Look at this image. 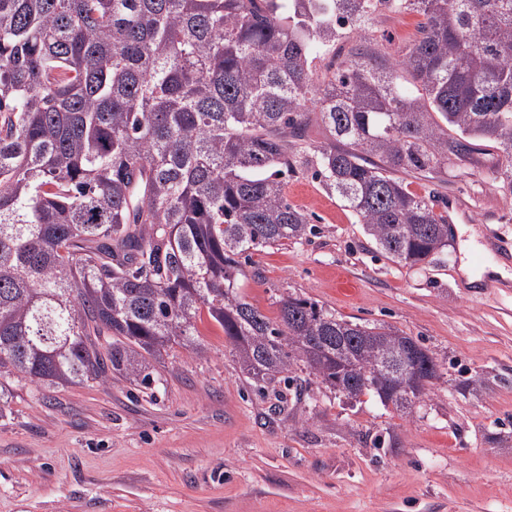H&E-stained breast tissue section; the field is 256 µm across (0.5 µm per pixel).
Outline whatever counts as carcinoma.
Returning <instances> with one entry per match:
<instances>
[{"label":"carcinoma","mask_w":512,"mask_h":512,"mask_svg":"<svg viewBox=\"0 0 512 512\" xmlns=\"http://www.w3.org/2000/svg\"><path fill=\"white\" fill-rule=\"evenodd\" d=\"M407 12L401 57L361 40L319 72ZM480 143L511 197L512 0H0V380L147 389L205 313L260 394L301 362L405 415L426 386L395 399L374 371L413 337L301 297L273 321L239 278L312 232L286 193L299 168L387 259L435 262L448 212L406 180L476 166ZM417 36V16L411 13L384 14L377 17L365 31L351 35L349 41L337 45L343 47L336 63L345 58L348 48L360 37L377 41L382 49L397 57L398 52L409 45Z\"/></svg>","instance_id":"obj_1"}]
</instances>
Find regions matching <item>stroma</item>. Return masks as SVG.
<instances>
[{"mask_svg": "<svg viewBox=\"0 0 512 512\" xmlns=\"http://www.w3.org/2000/svg\"><path fill=\"white\" fill-rule=\"evenodd\" d=\"M363 36L395 55L416 38L417 18L384 14ZM411 188L447 200L476 248L492 234L512 240V199L491 156ZM287 194L317 232L254 254L247 301L275 320L280 299L299 295L418 340L439 378L411 414L371 395L347 400L299 365L302 390L259 396L205 319L198 349L174 348L148 389L9 382L0 512H512V273L468 285L458 235L436 263L401 266L310 172L289 175ZM471 378L478 393L459 388Z\"/></svg>", "mask_w": 512, "mask_h": 512, "instance_id": "obj_1", "label": "stroma"}]
</instances>
